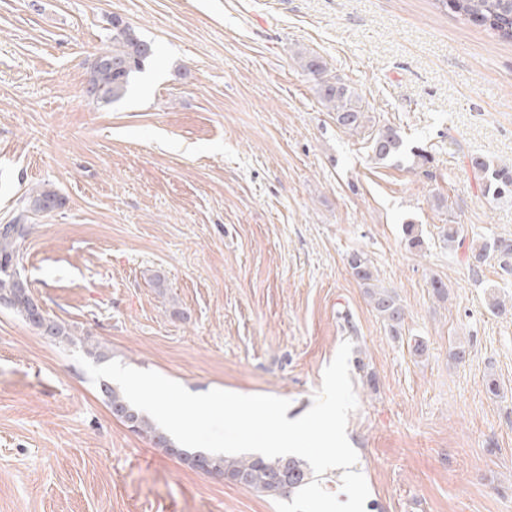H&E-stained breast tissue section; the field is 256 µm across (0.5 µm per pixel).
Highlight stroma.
Wrapping results in <instances>:
<instances>
[{
    "label": "stroma",
    "mask_w": 512,
    "mask_h": 512,
    "mask_svg": "<svg viewBox=\"0 0 512 512\" xmlns=\"http://www.w3.org/2000/svg\"><path fill=\"white\" fill-rule=\"evenodd\" d=\"M116 19L155 54L96 104ZM300 50L361 97L363 128L337 123ZM388 126L397 162L370 149ZM474 153L512 165V41L436 0H0V224L32 189L61 198L30 213L18 268L77 338L0 307V512H275L113 417L71 357L84 338L95 365L285 398L291 419L351 341L367 512H512V276L443 237L512 239V196H483ZM355 252L403 305L399 335ZM353 275L366 288V293L372 307L384 318L390 331L395 336L400 333L404 320V311L398 304L396 296L386 288L376 287L371 282L374 280L373 271L369 260L362 253H353L348 260Z\"/></svg>",
    "instance_id": "stroma-1"
}]
</instances>
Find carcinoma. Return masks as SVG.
I'll return each instance as SVG.
<instances>
[{"mask_svg":"<svg viewBox=\"0 0 512 512\" xmlns=\"http://www.w3.org/2000/svg\"><path fill=\"white\" fill-rule=\"evenodd\" d=\"M442 7L465 19L484 26L499 38L512 40V0H437ZM154 56L152 44L141 40L121 21L112 22V47L103 50L91 63L86 79V94L99 104L119 101L127 92L133 75L141 71ZM302 66L314 76L325 105L336 112V121L350 131L363 127L365 110L360 96L347 85L329 78L326 65L314 54L300 53ZM402 139L397 130L385 127L373 137L371 150L378 160H387L400 154ZM472 169L484 180L483 194L493 197L512 193V165H499L485 156H469ZM61 204L60 197L51 189L33 192L27 205L8 223L0 225V305L11 309L31 325L44 326L42 333L58 343L72 344L70 327L45 316L34 301L31 291L20 287L15 268L23 258L25 244L32 232L27 223V212H46ZM492 260L502 273L512 275V240L484 243L480 248L469 247L467 261L479 267ZM353 275L366 288L372 307L384 318L390 331L398 334L402 328L404 311L396 296L386 288L372 284L373 271L369 260L355 252L348 260ZM112 415L131 430L174 454L175 445L166 433L147 414L134 408L121 390L103 385ZM197 469L224 477V479L264 492L270 496L291 494L308 484L313 473L307 463L297 457L274 459L262 456L229 457L203 454Z\"/></svg>","mask_w":512,"mask_h":512,"instance_id":"carcinoma-1","label":"carcinoma"}]
</instances>
